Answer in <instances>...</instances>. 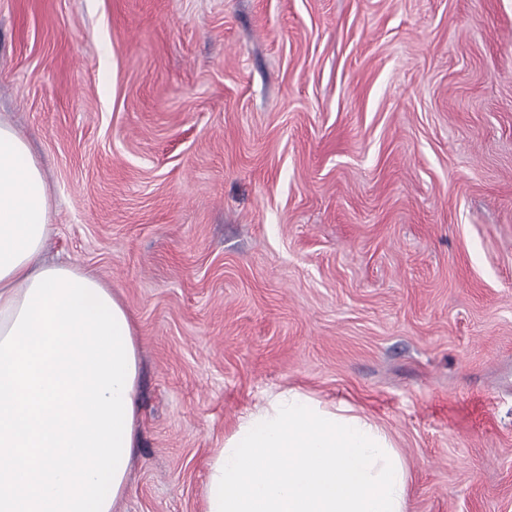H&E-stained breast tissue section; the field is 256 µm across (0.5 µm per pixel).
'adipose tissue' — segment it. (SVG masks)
I'll return each mask as SVG.
<instances>
[{
    "instance_id": "adipose-tissue-1",
    "label": "adipose tissue",
    "mask_w": 512,
    "mask_h": 512,
    "mask_svg": "<svg viewBox=\"0 0 512 512\" xmlns=\"http://www.w3.org/2000/svg\"><path fill=\"white\" fill-rule=\"evenodd\" d=\"M51 202L0 122V512H117L140 445L136 324L96 274L40 259ZM388 435L287 389L215 448L204 512H407Z\"/></svg>"
}]
</instances>
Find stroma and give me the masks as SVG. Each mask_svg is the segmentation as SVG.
<instances>
[{
  "label": "stroma",
  "instance_id": "35a3bbf8",
  "mask_svg": "<svg viewBox=\"0 0 512 512\" xmlns=\"http://www.w3.org/2000/svg\"><path fill=\"white\" fill-rule=\"evenodd\" d=\"M0 120L137 324L122 512H203L288 387L384 428L407 512H512V0H0Z\"/></svg>",
  "mask_w": 512,
  "mask_h": 512
}]
</instances>
